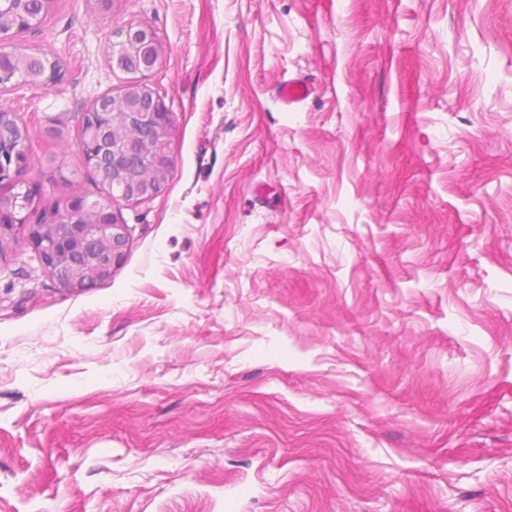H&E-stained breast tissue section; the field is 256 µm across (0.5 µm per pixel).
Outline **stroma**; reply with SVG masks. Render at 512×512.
Instances as JSON below:
<instances>
[{"instance_id": "stroma-1", "label": "stroma", "mask_w": 512, "mask_h": 512, "mask_svg": "<svg viewBox=\"0 0 512 512\" xmlns=\"http://www.w3.org/2000/svg\"><path fill=\"white\" fill-rule=\"evenodd\" d=\"M128 22L174 165L109 281L0 253V512H512V0H51L36 205ZM117 35L120 40L112 42L113 68L141 75L154 68L159 53V42L154 32L127 24Z\"/></svg>"}]
</instances>
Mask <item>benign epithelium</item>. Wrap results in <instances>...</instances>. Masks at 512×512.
I'll return each mask as SVG.
<instances>
[{
	"instance_id": "benign-epithelium-1",
	"label": "benign epithelium",
	"mask_w": 512,
	"mask_h": 512,
	"mask_svg": "<svg viewBox=\"0 0 512 512\" xmlns=\"http://www.w3.org/2000/svg\"><path fill=\"white\" fill-rule=\"evenodd\" d=\"M112 43V67L130 74L151 71L158 59L159 42L154 32L127 24ZM137 94L123 101L100 96L87 115L85 134L80 145V161L86 167L97 165L99 154L112 159V195L128 203H140L162 194L166 176L174 164L173 119L163 101L147 85L136 81ZM122 122L126 136L105 141L99 129ZM28 137L18 144L0 147V181L21 187L9 209H0V235L16 229L24 231L27 242L40 263L49 271L63 268L70 260L72 241L87 235L112 242L105 256L94 257L89 269H113L123 260L128 244V225L119 221L109 202L85 196H67V205L59 213H32L29 197L37 185L20 180L25 165L18 154L28 152Z\"/></svg>"
}]
</instances>
